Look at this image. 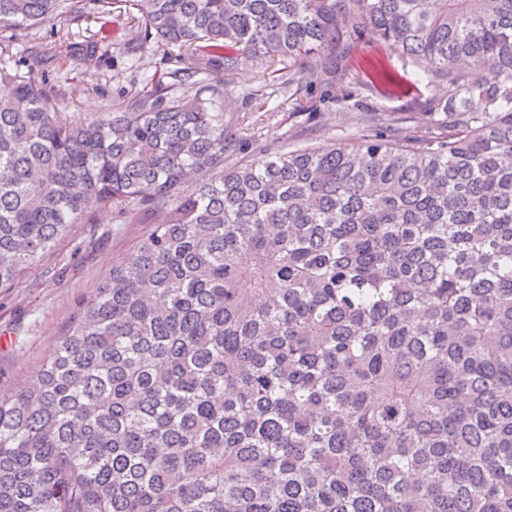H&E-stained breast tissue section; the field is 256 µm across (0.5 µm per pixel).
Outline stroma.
<instances>
[{"mask_svg":"<svg viewBox=\"0 0 512 512\" xmlns=\"http://www.w3.org/2000/svg\"><path fill=\"white\" fill-rule=\"evenodd\" d=\"M138 13L101 14L94 0L66 21L20 26L0 40L14 60L32 53L49 84L63 89L57 109L71 120L97 112L120 111L135 97L153 90L157 76L177 69L185 50L151 37L137 40ZM95 45L93 59L81 48ZM224 80L231 131L243 145L225 157V165L246 163L260 150L328 149L374 135L378 117L395 120L397 139L424 135L434 128L425 104L441 96L420 82L411 63L387 56L375 37L365 36L351 49L345 74L329 85L288 80L266 66L245 65ZM93 224L78 225L54 254L33 267L25 282L0 288V391L18 390L38 373L80 310L95 296L112 264L150 233L144 220L125 223L118 210L100 211Z\"/></svg>","mask_w":512,"mask_h":512,"instance_id":"35a3bbf8","label":"stroma"}]
</instances>
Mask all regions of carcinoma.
Wrapping results in <instances>:
<instances>
[{
  "label": "carcinoma",
  "mask_w": 512,
  "mask_h": 512,
  "mask_svg": "<svg viewBox=\"0 0 512 512\" xmlns=\"http://www.w3.org/2000/svg\"><path fill=\"white\" fill-rule=\"evenodd\" d=\"M95 2L205 45L78 123L0 65V288L92 203L154 224L0 392V512H512V0ZM86 3L0 0V28ZM368 33L447 133L224 168L212 63L330 84Z\"/></svg>",
  "instance_id": "1"
}]
</instances>
